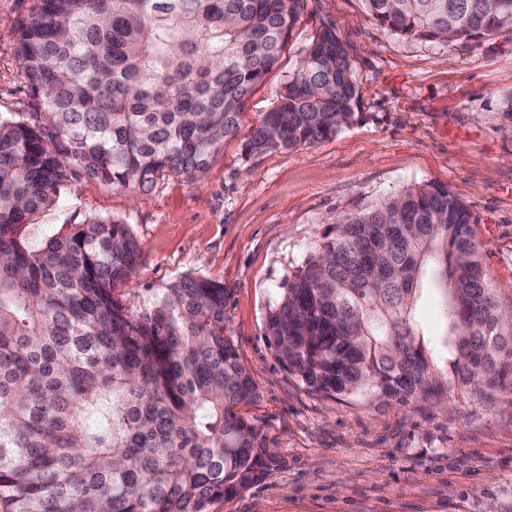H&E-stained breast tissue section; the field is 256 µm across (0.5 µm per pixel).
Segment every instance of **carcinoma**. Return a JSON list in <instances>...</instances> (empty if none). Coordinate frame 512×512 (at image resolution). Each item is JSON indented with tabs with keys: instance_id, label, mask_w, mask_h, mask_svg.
<instances>
[{
	"instance_id": "obj_1",
	"label": "carcinoma",
	"mask_w": 512,
	"mask_h": 512,
	"mask_svg": "<svg viewBox=\"0 0 512 512\" xmlns=\"http://www.w3.org/2000/svg\"><path fill=\"white\" fill-rule=\"evenodd\" d=\"M303 2L29 0L15 29L28 110L0 112V512H212L281 466L237 411L256 391L224 338L223 283L186 275L134 309L126 225L86 216L39 246L22 232L79 175L141 190L203 176ZM365 2L415 39L512 33V0ZM359 102L345 43L324 28L246 152L328 139ZM425 290L440 297L458 385L499 384L512 321L470 212L442 185L336 215L287 276L266 336L312 393L441 397Z\"/></svg>"
}]
</instances>
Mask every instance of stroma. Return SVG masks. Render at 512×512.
I'll return each mask as SVG.
<instances>
[{
    "instance_id": "stroma-1",
    "label": "stroma",
    "mask_w": 512,
    "mask_h": 512,
    "mask_svg": "<svg viewBox=\"0 0 512 512\" xmlns=\"http://www.w3.org/2000/svg\"><path fill=\"white\" fill-rule=\"evenodd\" d=\"M28 0H0V112L29 98L14 54ZM345 42L359 78L353 125L335 137L260 155L244 144L322 28ZM512 34L453 43L396 34L363 0H304L292 41L251 93L239 134L204 176L164 177L146 192L74 179L38 215L31 244L99 215L126 224L140 255L137 308L190 274L223 282L224 336L257 400L240 412L283 464L217 501L213 512H512V368L504 387L401 404L305 389L279 363L266 315L336 213L412 185L448 186L467 206L486 278L512 310Z\"/></svg>"
}]
</instances>
